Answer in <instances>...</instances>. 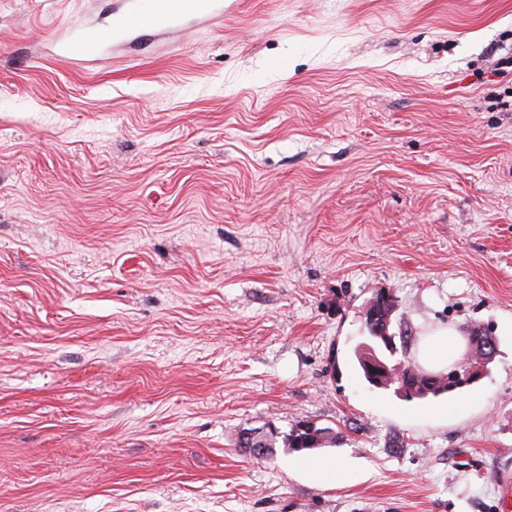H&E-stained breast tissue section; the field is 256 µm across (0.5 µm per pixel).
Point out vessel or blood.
Here are the masks:
<instances>
[{
	"label": "vessel or blood",
	"mask_w": 512,
	"mask_h": 512,
	"mask_svg": "<svg viewBox=\"0 0 512 512\" xmlns=\"http://www.w3.org/2000/svg\"><path fill=\"white\" fill-rule=\"evenodd\" d=\"M110 23L103 31L85 33L76 42L55 40V54L74 63L98 56L108 41L145 43L154 32L179 26L188 16L224 19V0H118Z\"/></svg>",
	"instance_id": "obj_1"
}]
</instances>
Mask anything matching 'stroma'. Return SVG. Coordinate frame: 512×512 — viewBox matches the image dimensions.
I'll list each match as a JSON object with an SVG mask.
<instances>
[{
	"label": "stroma",
	"instance_id": "stroma-1",
	"mask_svg": "<svg viewBox=\"0 0 512 512\" xmlns=\"http://www.w3.org/2000/svg\"><path fill=\"white\" fill-rule=\"evenodd\" d=\"M229 2L77 69L48 41L112 0H0V512H499L512 0ZM381 289L489 373L365 386ZM307 422L339 443L238 446ZM362 329H363L362 335L359 336L358 342L353 347V356L357 362L361 377L371 388L390 391V390H392L393 387L391 385H389L387 382L383 381V382L379 383L377 386V384H373V382L367 375V370L364 367V365L358 355L357 349L361 344H368V345L374 347L375 349H377L379 340L375 337V335L373 333V329L368 324L366 318H364V323H363ZM467 362L469 363V368L467 369L466 376L472 377L475 380L480 379L486 373V364L483 357H480L477 362L474 361L471 354L474 353V342L473 340L468 341L467 343ZM367 355L363 357V361L371 373L373 378L377 379H387L391 383H395V394L406 398L411 396L412 398H407L406 401L412 400H427L432 398H437L443 396L445 394L460 392L467 385L472 384V380L470 378H466L465 370L466 368H461V374L459 378L451 379L448 382L441 380L435 386L434 390L424 397H414L420 394V390L418 389V381L420 376L416 373L412 377L408 376L405 379L400 377L396 380L392 374V368L398 369L399 364L391 367L387 362L381 359L375 352V350L371 348H367Z\"/></svg>",
	"mask_w": 512,
	"mask_h": 512
}]
</instances>
